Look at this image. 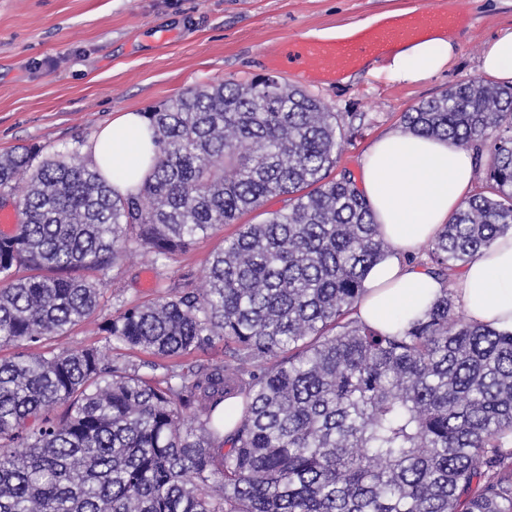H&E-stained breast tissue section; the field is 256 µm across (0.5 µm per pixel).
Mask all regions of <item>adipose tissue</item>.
Returning a JSON list of instances; mask_svg holds the SVG:
<instances>
[{
	"label": "adipose tissue",
	"instance_id": "ef3b65f1",
	"mask_svg": "<svg viewBox=\"0 0 512 512\" xmlns=\"http://www.w3.org/2000/svg\"><path fill=\"white\" fill-rule=\"evenodd\" d=\"M458 48V38L444 34L405 43L393 52L387 70L395 80L418 82L443 69ZM480 70L492 79L512 81V29L487 43ZM84 152L117 192L134 190L154 155L147 119L137 112L118 113ZM360 181L393 253L371 268L357 316L390 332L421 316L443 288L407 257L471 197L474 155L442 139L391 130L365 151ZM455 290L470 319L512 330V233L477 252Z\"/></svg>",
	"mask_w": 512,
	"mask_h": 512
}]
</instances>
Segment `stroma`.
<instances>
[{"label":"stroma","mask_w":512,"mask_h":512,"mask_svg":"<svg viewBox=\"0 0 512 512\" xmlns=\"http://www.w3.org/2000/svg\"><path fill=\"white\" fill-rule=\"evenodd\" d=\"M409 0H0V156L33 145L53 153L86 144L120 112H147L198 86L247 83L293 37L321 36L405 8ZM469 14L449 67L417 83L384 61L348 82L309 86L340 116L365 113L337 169L358 171L368 146L401 128L412 106L481 79L487 41L512 28V0H458ZM226 224L175 253L162 270L129 253L105 278L101 318L155 301L163 288H200Z\"/></svg>","instance_id":"stroma-1"}]
</instances>
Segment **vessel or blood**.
Instances as JSON below:
<instances>
[{
  "instance_id": "1",
  "label": "vessel or blood",
  "mask_w": 512,
  "mask_h": 512,
  "mask_svg": "<svg viewBox=\"0 0 512 512\" xmlns=\"http://www.w3.org/2000/svg\"><path fill=\"white\" fill-rule=\"evenodd\" d=\"M468 15L461 9L446 11L435 0H415L406 12L390 16L375 28H364L339 39H289L275 60L276 67L293 74L313 72L321 82L330 75L357 67L367 56L382 57L390 44L433 28L455 29Z\"/></svg>"
}]
</instances>
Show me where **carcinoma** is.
<instances>
[{
    "mask_svg": "<svg viewBox=\"0 0 512 512\" xmlns=\"http://www.w3.org/2000/svg\"><path fill=\"white\" fill-rule=\"evenodd\" d=\"M155 155L120 195L78 148L0 157L19 190L0 235V512H512V332L470 320L446 285L512 231V87L470 80L402 115L489 152L482 190L426 243L445 288L395 334L353 317L391 251L324 102L259 77L145 113ZM285 208L99 326L137 363L54 338L100 308L91 276L127 253L155 269L200 236ZM224 342V363L167 358ZM63 408L59 415L57 408Z\"/></svg>",
    "mask_w": 512,
    "mask_h": 512,
    "instance_id": "cac0c4a2",
    "label": "carcinoma"
}]
</instances>
